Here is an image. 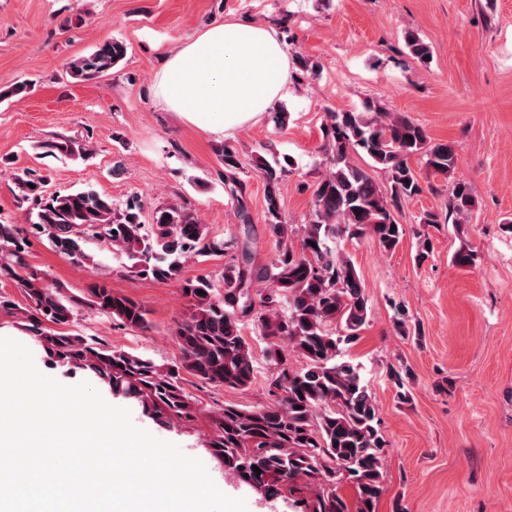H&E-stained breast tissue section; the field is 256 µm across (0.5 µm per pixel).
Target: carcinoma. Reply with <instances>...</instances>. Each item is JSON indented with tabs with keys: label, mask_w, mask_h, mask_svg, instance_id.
Instances as JSON below:
<instances>
[{
	"label": "carcinoma",
	"mask_w": 512,
	"mask_h": 512,
	"mask_svg": "<svg viewBox=\"0 0 512 512\" xmlns=\"http://www.w3.org/2000/svg\"><path fill=\"white\" fill-rule=\"evenodd\" d=\"M406 41L415 57L430 59V47L420 37L409 32ZM126 54L124 42L106 41L70 62L69 74L82 82L97 80ZM387 114L373 101L362 112L326 114L324 150L332 170L317 184L309 223L300 228L282 214L280 161L275 156L255 160L266 183L265 222L277 244L268 268L255 266L245 248L234 254L236 241L209 238L206 227L177 204L155 209L147 228L141 204L134 199L121 209L94 190L48 194L45 176L29 170L15 175L23 199L33 203L29 221L74 264L88 259L85 247L91 240L138 261L136 276L162 282L181 281L184 261L191 255L227 257L220 284L200 277L182 285L193 312L176 331L177 361L158 364L59 330L72 321L78 302L26 261L27 240L14 224L0 223V279L19 288L27 306L20 310L10 297L0 295V313L18 318V325L33 335L53 363L93 376L113 395L134 400L166 426H188L195 420V400L184 388L189 375L233 389L252 384L253 358L242 329L253 322L268 344L273 403L254 409L226 405L211 416L207 445L212 456L245 484L267 478L266 491L273 496L302 478L315 483L310 512H376L388 441L357 367L339 359L340 345L360 337L367 300L353 263L333 243L369 235L385 250L395 249L404 229L394 213L423 192L411 159H425L426 168L443 176L457 164L453 144L431 141L421 125L405 116L377 119ZM43 148L52 156L87 154L82 142L69 136ZM359 151L370 159V167L387 175V188L351 161V154ZM215 152L224 166V186L240 220L248 224L239 152L229 143L216 146ZM474 207L468 184H452L448 214L467 216ZM265 279L271 287L263 293L254 290V282ZM86 303L128 327L148 328L144 305L114 293L104 282L88 288ZM288 346L303 359L302 370L288 364ZM254 465L261 473L253 471ZM346 484L353 489L351 499L338 494Z\"/></svg>",
	"instance_id": "obj_1"
}]
</instances>
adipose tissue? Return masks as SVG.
Returning a JSON list of instances; mask_svg holds the SVG:
<instances>
[{"label":"adipose tissue","mask_w":512,"mask_h":512,"mask_svg":"<svg viewBox=\"0 0 512 512\" xmlns=\"http://www.w3.org/2000/svg\"><path fill=\"white\" fill-rule=\"evenodd\" d=\"M291 67L272 27L228 18L166 60L156 99L202 130L229 135L287 97Z\"/></svg>","instance_id":"ef3b65f1"}]
</instances>
